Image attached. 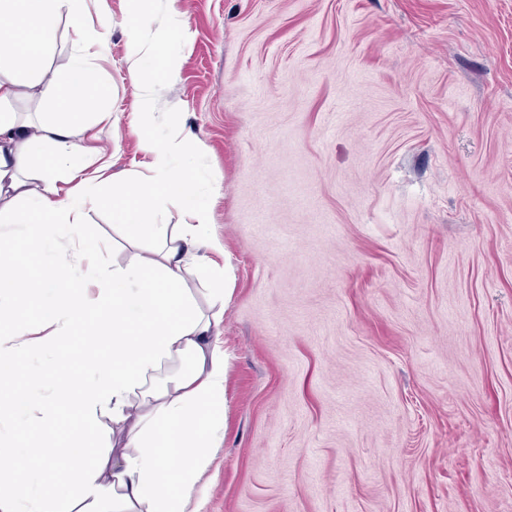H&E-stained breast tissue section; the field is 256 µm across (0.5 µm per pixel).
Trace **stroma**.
<instances>
[{"label": "stroma", "instance_id": "1", "mask_svg": "<svg viewBox=\"0 0 512 512\" xmlns=\"http://www.w3.org/2000/svg\"><path fill=\"white\" fill-rule=\"evenodd\" d=\"M154 111L130 0L94 64L83 143L151 175L198 139L209 251L235 273L228 409L201 512H512V0H183ZM82 242L128 256L110 185ZM80 336L24 358L29 387ZM167 1L171 25L158 37V41L165 46V50L155 58L153 63H147L142 41V29L150 20L148 9L145 6H139L136 11L127 15L123 23L126 60L142 87L141 105L145 112H150L153 108L156 69H159L167 79H171L175 77L181 65L180 53L170 49L169 44L182 28L185 12L181 8V0Z\"/></svg>", "mask_w": 512, "mask_h": 512}]
</instances>
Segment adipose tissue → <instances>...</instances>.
<instances>
[{
    "label": "adipose tissue",
    "instance_id": "obj_1",
    "mask_svg": "<svg viewBox=\"0 0 512 512\" xmlns=\"http://www.w3.org/2000/svg\"><path fill=\"white\" fill-rule=\"evenodd\" d=\"M84 0H0V224L16 225L33 253L50 248L78 254L75 237L98 199L89 170L95 155L82 146L83 107L107 97L89 62L102 34L85 29ZM171 24L158 40L164 51L147 62L142 29L146 7L124 20L126 60L142 87L143 111H151L156 73L175 77L181 55L169 44L183 26L181 0H168ZM69 19L83 38L67 75L51 88L53 112L38 120L20 116L36 99L38 79ZM156 178L112 180V222L134 250L128 262L99 271L95 297L83 286L80 265L56 266L32 279L0 259V320L14 313L7 295L28 288L44 303L39 326L52 343L84 325L82 372L49 364L68 396L70 416L61 422L48 393L28 395L16 407L30 438L0 452L35 458L34 471L0 477V512H197L211 449L224 430L229 357L218 341L232 295V269L212 266L200 248L210 221L207 204L188 174L185 140H146ZM68 189H60L59 180ZM185 218L181 224L148 220L156 200ZM179 466H171V459Z\"/></svg>",
    "mask_w": 512,
    "mask_h": 512
}]
</instances>
